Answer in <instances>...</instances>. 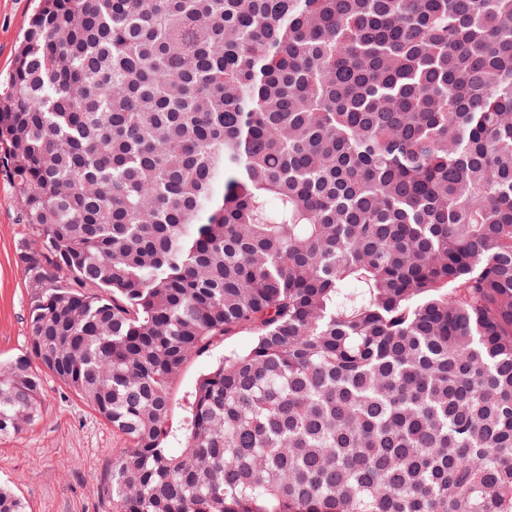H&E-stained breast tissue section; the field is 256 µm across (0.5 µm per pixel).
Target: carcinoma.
<instances>
[{"label":"carcinoma","mask_w":512,"mask_h":512,"mask_svg":"<svg viewBox=\"0 0 512 512\" xmlns=\"http://www.w3.org/2000/svg\"><path fill=\"white\" fill-rule=\"evenodd\" d=\"M0 167V437L48 372L112 512H512V0H41ZM21 220L9 173L0 167V365L24 351L30 336L26 288L13 258L15 244L26 232ZM224 355V344L213 352L195 356L182 369L179 375L173 381L171 387L172 398V415L170 426L172 428L174 438H170L169 445L171 448H178L180 441L177 439L179 433L186 421L187 409L189 406L190 395L198 377L208 370L211 365Z\"/></svg>","instance_id":"obj_1"}]
</instances>
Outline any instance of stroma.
Listing matches in <instances>:
<instances>
[{
	"label": "stroma",
	"mask_w": 512,
	"mask_h": 512,
	"mask_svg": "<svg viewBox=\"0 0 512 512\" xmlns=\"http://www.w3.org/2000/svg\"><path fill=\"white\" fill-rule=\"evenodd\" d=\"M38 0H0V83H6L15 52L35 13ZM26 228L11 187L0 167V365L26 349L28 298L22 272L14 264L17 240ZM218 352L192 358L171 387L174 433L186 420L198 377L218 359ZM122 440L82 399L52 375H45L41 417L21 433L0 438V481L25 499L29 512H112L107 478Z\"/></svg>",
	"instance_id": "1"
}]
</instances>
